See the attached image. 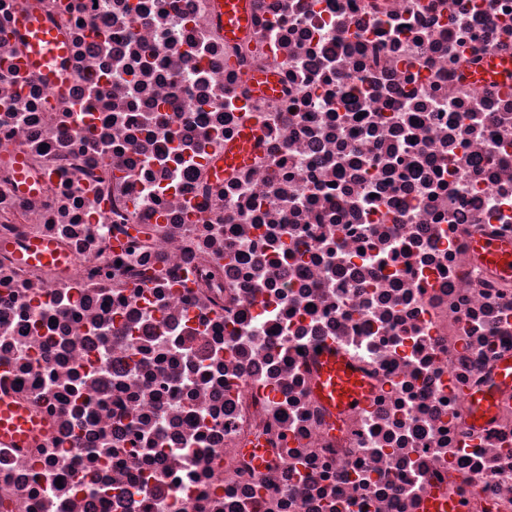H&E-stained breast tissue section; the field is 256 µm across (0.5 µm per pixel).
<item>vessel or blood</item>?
I'll return each instance as SVG.
<instances>
[{"mask_svg":"<svg viewBox=\"0 0 512 512\" xmlns=\"http://www.w3.org/2000/svg\"><path fill=\"white\" fill-rule=\"evenodd\" d=\"M220 12L227 35L240 34L249 23V0H222ZM19 31L26 36L31 46V63L46 74H54L61 54L56 34L42 23L24 20ZM256 133L252 128H244L238 141L232 144L224 155L222 169L244 163L249 155ZM476 248L485 260L502 275H512V245L497 241L481 240ZM512 387V358L505 359L498 370L494 384L475 390L470 396V413L474 423H484L496 408L499 389ZM321 397L332 407L345 410L366 403L368 386L362 375L354 370L347 359L339 352L327 351L319 358L317 382ZM0 425L10 429L16 439H24L31 427L26 416L17 410L0 406ZM421 512H465L460 497L434 493L421 505Z\"/></svg>","mask_w":512,"mask_h":512,"instance_id":"1","label":"vessel or blood"}]
</instances>
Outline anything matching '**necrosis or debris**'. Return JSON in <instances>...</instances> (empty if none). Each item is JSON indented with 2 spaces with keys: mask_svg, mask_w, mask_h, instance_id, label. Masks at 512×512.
<instances>
[{
  "mask_svg": "<svg viewBox=\"0 0 512 512\" xmlns=\"http://www.w3.org/2000/svg\"><path fill=\"white\" fill-rule=\"evenodd\" d=\"M218 2L0 0V398L37 423L0 512H512V391L467 401L512 356L473 248L512 242V0H250L234 38ZM18 30L30 43L31 63L53 78L61 55L56 34L42 23L31 19H24ZM256 138L254 129L246 127L242 130L238 141L232 144L228 150L225 151L224 162L220 164V169H217L219 175L230 167H235L244 163L249 155L252 143ZM317 388L334 410L361 406L368 398L366 381L336 350L326 351L319 357ZM512 387V358L505 359L498 370L493 384L475 390L470 396L471 419L475 424H482L490 418L496 408L498 390ZM420 509L421 512H464L466 507L460 497L445 496L438 492L429 494Z\"/></svg>",
  "mask_w": 512,
  "mask_h": 512,
  "instance_id": "4bbe7bcc",
  "label": "necrosis or debris"
}]
</instances>
